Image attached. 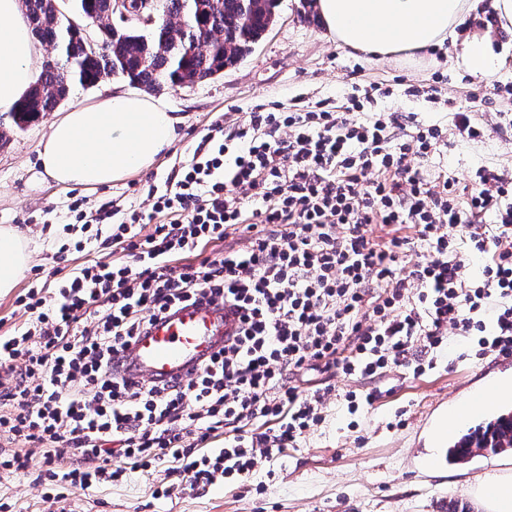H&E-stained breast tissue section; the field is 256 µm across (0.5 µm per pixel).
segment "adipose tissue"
Returning <instances> with one entry per match:
<instances>
[{
    "label": "adipose tissue",
    "instance_id": "adipose-tissue-1",
    "mask_svg": "<svg viewBox=\"0 0 512 512\" xmlns=\"http://www.w3.org/2000/svg\"><path fill=\"white\" fill-rule=\"evenodd\" d=\"M328 35L379 58L422 54L444 42L461 49L468 73L491 79L500 63L499 31H512V0H316ZM42 51L19 0H0V112L39 79ZM181 119L133 90L55 114L38 152L44 174L63 186L95 188L151 169L179 137ZM32 261L26 235L0 225V294L15 288ZM470 497L483 512H512V470L477 477Z\"/></svg>",
    "mask_w": 512,
    "mask_h": 512
}]
</instances>
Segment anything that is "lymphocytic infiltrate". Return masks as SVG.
<instances>
[{
    "mask_svg": "<svg viewBox=\"0 0 512 512\" xmlns=\"http://www.w3.org/2000/svg\"><path fill=\"white\" fill-rule=\"evenodd\" d=\"M443 143L439 127L365 111L356 95L341 110L260 104L213 124L150 185V213L166 218L152 232L139 207L101 205L74 245L86 260L54 283L33 280L18 300L26 321L0 336V470L27 467L22 439L64 489L161 468L204 491L324 421L333 386L302 391L297 375H417L450 328L481 352L512 354V178L480 168L466 193L429 178ZM235 235L249 247H228ZM101 240L121 258H97ZM464 246L483 257L479 275L459 259ZM203 301L237 317L223 347L189 376L135 379L129 345ZM218 432L223 447H208Z\"/></svg>",
    "mask_w": 512,
    "mask_h": 512,
    "instance_id": "lymphocytic-infiltrate-1",
    "label": "lymphocytic infiltrate"
}]
</instances>
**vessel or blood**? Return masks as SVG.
<instances>
[{"label": "vessel or blood", "mask_w": 512, "mask_h": 512, "mask_svg": "<svg viewBox=\"0 0 512 512\" xmlns=\"http://www.w3.org/2000/svg\"><path fill=\"white\" fill-rule=\"evenodd\" d=\"M224 307L187 308L157 323L132 345L138 373L156 380L186 374L228 330Z\"/></svg>", "instance_id": "b4317fda"}]
</instances>
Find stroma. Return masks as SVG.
Here are the masks:
<instances>
[{"mask_svg": "<svg viewBox=\"0 0 512 512\" xmlns=\"http://www.w3.org/2000/svg\"><path fill=\"white\" fill-rule=\"evenodd\" d=\"M498 51L506 64L488 81L469 75L446 48L423 57L386 59L353 52L332 40L314 16V0H278L274 24L253 51L222 75L192 87L156 92L165 108L183 119L180 139L145 173L113 186L62 188L47 180L38 150L52 113L16 128L0 112V225L33 231L34 262L15 288L0 296V334L21 324L17 300L35 275L66 271L82 262L74 249L67 206L81 200L86 215L100 204L142 203L150 185L161 184L184 161L215 120L232 124L241 113L272 101L315 104L346 96L352 86L389 89L383 104L396 112L441 127L448 147L428 162L431 176L448 175L458 186L480 167L512 176V131L500 121L512 116V34ZM464 107L483 123V139L456 134L454 111ZM448 355L436 368L415 376L396 367L374 379L331 377L342 391H372V408L348 413L330 403L325 421L283 456L261 461L243 482L193 490L174 485L168 498H153L151 476L135 474L124 483L92 493L74 491L58 499L51 485L36 483L38 448H29V468L0 474V512H448L450 503L476 512L467 493L471 478L504 469L512 452H482L467 461L448 456V443L435 432L448 410L472 392L512 383V355L469 354L466 340L448 330Z\"/></svg>", "mask_w": 512, "mask_h": 512, "instance_id": "obj_1", "label": "stroma"}]
</instances>
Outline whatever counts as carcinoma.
Returning a JSON list of instances; mask_svg holds the SVG:
<instances>
[{
	"instance_id": "1",
	"label": "carcinoma",
	"mask_w": 512,
	"mask_h": 512,
	"mask_svg": "<svg viewBox=\"0 0 512 512\" xmlns=\"http://www.w3.org/2000/svg\"><path fill=\"white\" fill-rule=\"evenodd\" d=\"M274 0H161L155 26L114 20L112 0H22L30 32L55 65L11 109L16 125L50 112L73 83L95 86L118 75L148 91L198 84L223 74L272 22ZM512 450V411L470 428L451 446L464 461L473 449Z\"/></svg>"
}]
</instances>
